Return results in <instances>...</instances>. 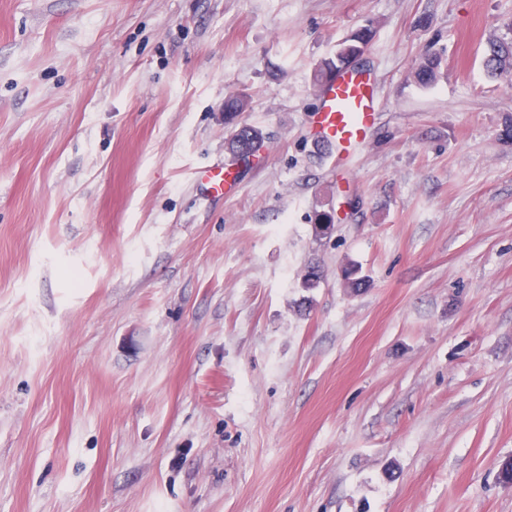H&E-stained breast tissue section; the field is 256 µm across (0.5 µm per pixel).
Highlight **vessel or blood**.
Listing matches in <instances>:
<instances>
[{
    "label": "vessel or blood",
    "instance_id": "1",
    "mask_svg": "<svg viewBox=\"0 0 512 512\" xmlns=\"http://www.w3.org/2000/svg\"><path fill=\"white\" fill-rule=\"evenodd\" d=\"M375 84L374 75L346 67L320 88L314 119L321 143L337 157H353L367 144L380 110ZM196 180L212 197L224 196L237 186L227 164L199 170Z\"/></svg>",
    "mask_w": 512,
    "mask_h": 512
}]
</instances>
